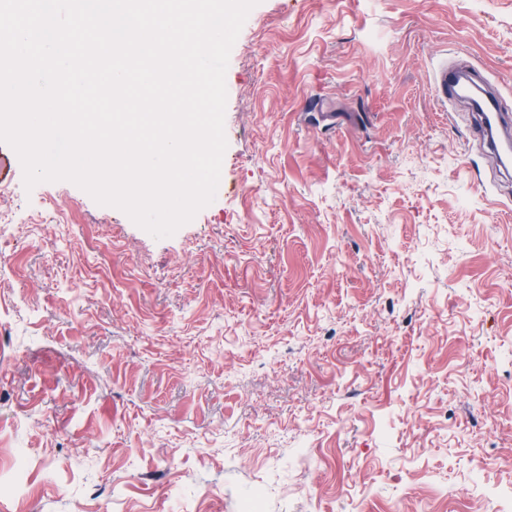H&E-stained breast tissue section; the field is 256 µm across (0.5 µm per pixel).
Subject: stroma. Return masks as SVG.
Returning <instances> with one entry per match:
<instances>
[{
	"label": "stroma",
	"instance_id": "stroma-1",
	"mask_svg": "<svg viewBox=\"0 0 512 512\" xmlns=\"http://www.w3.org/2000/svg\"><path fill=\"white\" fill-rule=\"evenodd\" d=\"M512 0H260L223 191L157 239L68 181L0 192V512H458L512 490ZM23 449L24 469L13 464ZM466 74L457 66H444L435 76V85L438 97L445 103L460 98L465 88V82L469 81ZM498 103V96L492 94L489 98H485L480 109L474 110L475 113H472L476 135L492 150H498L494 131L499 128L510 129L504 125L505 118L497 108Z\"/></svg>",
	"mask_w": 512,
	"mask_h": 512
}]
</instances>
